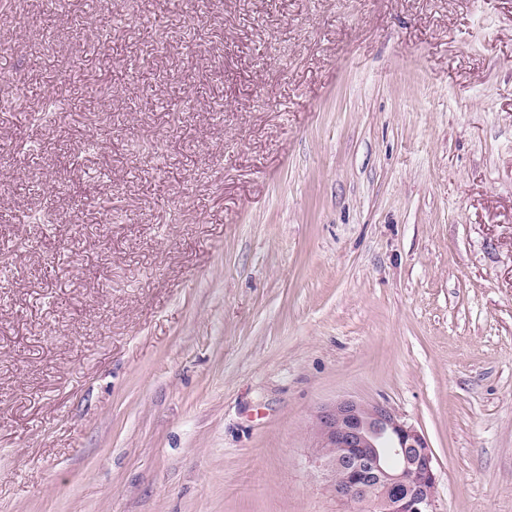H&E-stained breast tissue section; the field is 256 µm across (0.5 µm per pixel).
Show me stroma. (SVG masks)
Instances as JSON below:
<instances>
[{"instance_id":"obj_1","label":"stroma","mask_w":512,"mask_h":512,"mask_svg":"<svg viewBox=\"0 0 512 512\" xmlns=\"http://www.w3.org/2000/svg\"><path fill=\"white\" fill-rule=\"evenodd\" d=\"M0 512H350L389 406L512 512V0H0Z\"/></svg>"}]
</instances>
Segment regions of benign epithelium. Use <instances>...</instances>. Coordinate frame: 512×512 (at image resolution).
Listing matches in <instances>:
<instances>
[{
  "mask_svg": "<svg viewBox=\"0 0 512 512\" xmlns=\"http://www.w3.org/2000/svg\"><path fill=\"white\" fill-rule=\"evenodd\" d=\"M315 432L316 463L355 512H436L432 449L386 405L343 399L319 411Z\"/></svg>",
  "mask_w": 512,
  "mask_h": 512,
  "instance_id": "obj_1",
  "label": "benign epithelium"
}]
</instances>
